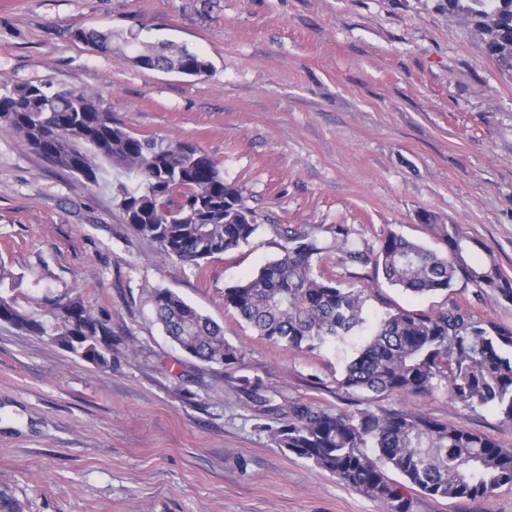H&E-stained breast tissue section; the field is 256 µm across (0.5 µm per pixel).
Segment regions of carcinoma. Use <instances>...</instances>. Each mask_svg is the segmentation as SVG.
Returning <instances> with one entry per match:
<instances>
[{"label":"carcinoma","mask_w":512,"mask_h":512,"mask_svg":"<svg viewBox=\"0 0 512 512\" xmlns=\"http://www.w3.org/2000/svg\"><path fill=\"white\" fill-rule=\"evenodd\" d=\"M464 13L483 52L512 72V0H448ZM77 42L112 51V33L79 28ZM148 69L199 76L209 62L186 46L163 41L149 48ZM0 131L23 137L56 167L92 184L109 183L126 223L182 263H203L250 242L261 227L242 193L224 181L213 159L195 145L136 135L112 119L91 94L50 82L0 84ZM281 252L224 288V305L257 335L289 348L315 349L345 340L365 323L367 296L345 288L318 266L327 247L316 229L274 226ZM445 249L435 251L392 231L378 247H360L345 224L328 229L330 247L347 260L371 264L385 281L412 295L444 292L463 279L512 302V281L494 258H473V241L457 225L439 226ZM156 321L184 352L226 369L242 365V351L221 327L167 288H154ZM58 344L98 367L112 365V330L79 299L58 314ZM34 334L43 322L0 296V325ZM253 406L276 414L275 391L240 376ZM340 388L376 396H421L443 388L466 408L485 407L512 427V328L481 318L454 300L428 312L384 315L345 367ZM284 422L267 427L277 447L333 475L377 502L382 512H416L419 492L435 500H476L512 489V448L495 439L432 419L408 406L356 412L291 400Z\"/></svg>","instance_id":"obj_1"}]
</instances>
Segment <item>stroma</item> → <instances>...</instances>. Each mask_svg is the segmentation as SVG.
Listing matches in <instances>:
<instances>
[{
    "label": "stroma",
    "mask_w": 512,
    "mask_h": 512,
    "mask_svg": "<svg viewBox=\"0 0 512 512\" xmlns=\"http://www.w3.org/2000/svg\"><path fill=\"white\" fill-rule=\"evenodd\" d=\"M442 0H0V82L52 81L95 95L128 131L193 143L259 216L249 244L184 265L137 235L110 190L0 132V294L43 321L0 325V491L23 512H381L283 451L237 374L288 399L346 410L405 405L512 448L491 410L440 389L380 396L338 388L360 337L288 348L224 306V289L279 253L275 224H336L377 246L396 232L442 249L458 225L512 278V74ZM77 28L112 34L101 53ZM172 41L206 57V75L138 67L142 45ZM322 268L367 295L376 321L466 301L512 326V302L457 281L414 297L372 267L324 252ZM167 288L224 329L240 371L194 359L155 322ZM107 319L112 365L55 340L73 298ZM417 512H512V490L476 501L420 497Z\"/></svg>",
    "instance_id": "1"
}]
</instances>
